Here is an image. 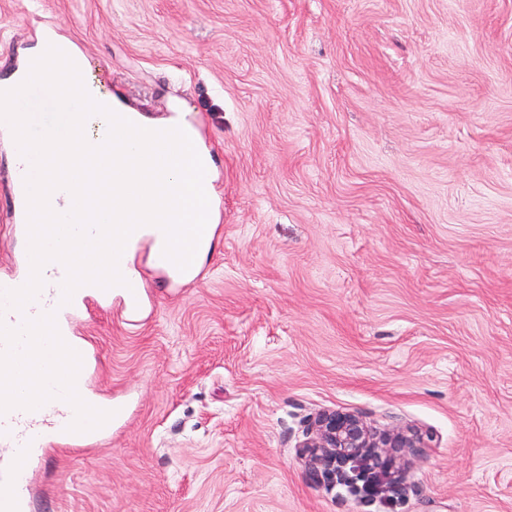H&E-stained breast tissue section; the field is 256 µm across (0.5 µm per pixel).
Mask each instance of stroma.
Wrapping results in <instances>:
<instances>
[{
    "mask_svg": "<svg viewBox=\"0 0 512 512\" xmlns=\"http://www.w3.org/2000/svg\"><path fill=\"white\" fill-rule=\"evenodd\" d=\"M148 119L186 113L218 211L200 279L94 307L98 448L31 471L50 512H512V0H0V79L44 29ZM0 138V264L20 249ZM336 410L412 429L403 489L298 454Z\"/></svg>",
    "mask_w": 512,
    "mask_h": 512,
    "instance_id": "35a3bbf8",
    "label": "stroma"
}]
</instances>
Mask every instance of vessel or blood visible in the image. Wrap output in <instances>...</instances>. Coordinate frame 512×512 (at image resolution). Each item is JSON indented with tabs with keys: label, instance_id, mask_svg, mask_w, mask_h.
<instances>
[{
	"label": "vessel or blood",
	"instance_id": "1",
	"mask_svg": "<svg viewBox=\"0 0 512 512\" xmlns=\"http://www.w3.org/2000/svg\"><path fill=\"white\" fill-rule=\"evenodd\" d=\"M149 242L156 269L173 281L191 282L196 268L179 270L163 255L165 235L153 228L150 235L130 236L128 246ZM43 287L24 310L0 304V361L10 363L16 374L28 377L30 387L40 389L46 402L35 403L15 397L0 405V512H32L34 493L29 481L32 467L46 447L61 444L85 447L104 441L113 426L124 418L123 410L91 393H84V410L76 412L62 395L73 382H87L99 359L96 347L87 340H73L71 361L58 364L55 357L58 331L69 330L72 320L83 314L89 302L116 306L124 322L134 326L145 307L138 278L132 277L121 292L83 288L70 303L62 301L64 267L45 265ZM40 348L41 358H32V348Z\"/></svg>",
	"mask_w": 512,
	"mask_h": 512
}]
</instances>
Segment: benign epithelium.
<instances>
[{
	"mask_svg": "<svg viewBox=\"0 0 512 512\" xmlns=\"http://www.w3.org/2000/svg\"><path fill=\"white\" fill-rule=\"evenodd\" d=\"M422 443V437L410 430L376 434L354 415L322 411L310 423L300 456L324 479L348 482L358 493L369 489L371 473L383 470L386 491L396 493L402 480L395 466L397 450L419 448Z\"/></svg>",
	"mask_w": 512,
	"mask_h": 512,
	"instance_id": "1",
	"label": "benign epithelium"
}]
</instances>
